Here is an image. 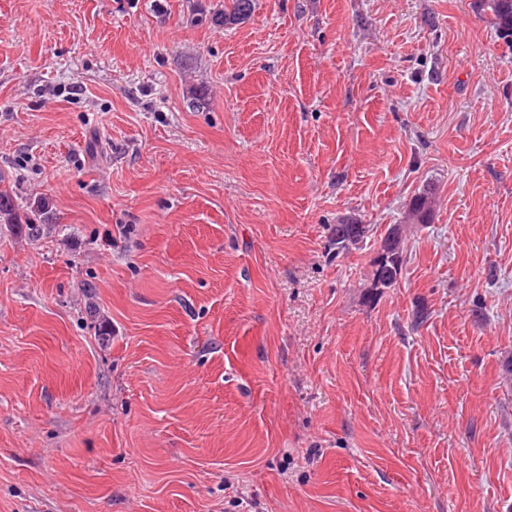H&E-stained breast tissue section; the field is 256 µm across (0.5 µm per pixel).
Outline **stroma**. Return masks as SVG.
Here are the masks:
<instances>
[{"mask_svg":"<svg viewBox=\"0 0 512 512\" xmlns=\"http://www.w3.org/2000/svg\"><path fill=\"white\" fill-rule=\"evenodd\" d=\"M225 2L0 0V512H512V49ZM229 5H224V10L212 14L210 20L215 26L221 27L233 24L247 18L251 11L253 0H229ZM48 205L44 201L37 203H28L19 201L16 196L7 191H0V231L12 230L14 228L23 229L33 238L39 237L50 232L51 222L47 216ZM39 217L40 222H36ZM43 216V220H41ZM369 232L366 224H335L331 228V241L337 253L358 248ZM402 265L403 252L400 250L398 238L382 249L373 274V288L392 287L400 274Z\"/></svg>","mask_w":512,"mask_h":512,"instance_id":"stroma-1","label":"stroma"}]
</instances>
